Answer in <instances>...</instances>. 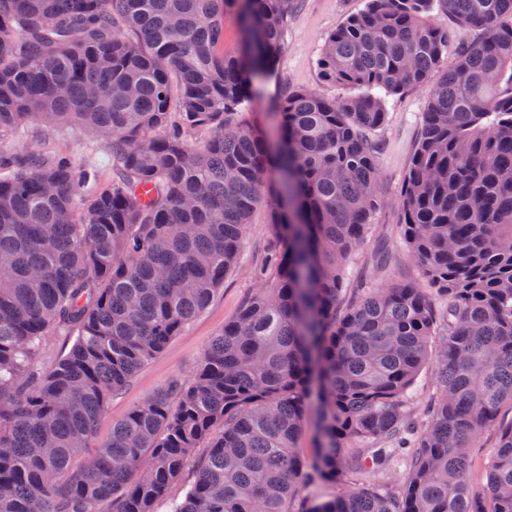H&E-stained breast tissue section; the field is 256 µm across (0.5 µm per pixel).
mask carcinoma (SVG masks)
<instances>
[{"mask_svg":"<svg viewBox=\"0 0 512 512\" xmlns=\"http://www.w3.org/2000/svg\"><path fill=\"white\" fill-rule=\"evenodd\" d=\"M297 2L0 0V137L78 124L108 139L120 171L102 186L65 154L0 151V512H289L305 481L394 463L402 487L308 512H512V0H368L318 62L364 92L288 93L271 146L233 116L274 69ZM436 5L481 40L448 59L454 30L430 22ZM231 11L236 55L221 49ZM417 85L428 106L403 235L429 287L348 301L379 206L374 90ZM263 204L276 243L260 288L191 379L133 406L73 467L107 399L224 282ZM56 331L74 342L44 372ZM432 360L423 425L411 390ZM492 428L477 491L471 455ZM201 448L190 488L170 496Z\"/></svg>","mask_w":512,"mask_h":512,"instance_id":"cac0c4a2","label":"carcinoma"}]
</instances>
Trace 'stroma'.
<instances>
[{
    "label": "stroma",
    "instance_id": "35a3bbf8",
    "mask_svg": "<svg viewBox=\"0 0 512 512\" xmlns=\"http://www.w3.org/2000/svg\"><path fill=\"white\" fill-rule=\"evenodd\" d=\"M366 5L367 0H302L288 18V36L275 73L258 84L256 96L238 111L236 121L260 128L272 138L277 126L273 106L289 91L307 90L329 99L353 95V88L324 80L318 59L327 36ZM426 106L427 92L421 87H411L385 99V123L373 134L378 146L381 205L373 215L364 244L348 268L347 296L356 297L393 282H412L421 287L426 284L401 236V192ZM0 149L17 154L64 152L80 165L96 167L104 183L119 175L109 160L106 138L79 126L52 130L32 125L21 137L1 142ZM273 243L270 210L262 205L250 217L235 268L226 274L223 285L207 306L170 340L162 353L112 394L96 429L95 442L106 440L113 422L122 419L134 405L149 399L170 381L190 378L196 372L211 340L253 296L257 287L253 272ZM381 245L388 250V263L383 267L377 266L374 259ZM402 481L401 471L388 469L366 470L335 484L308 483L299 489L289 509L308 512L314 504L349 489L395 487Z\"/></svg>",
    "mask_w": 512,
    "mask_h": 512
}]
</instances>
